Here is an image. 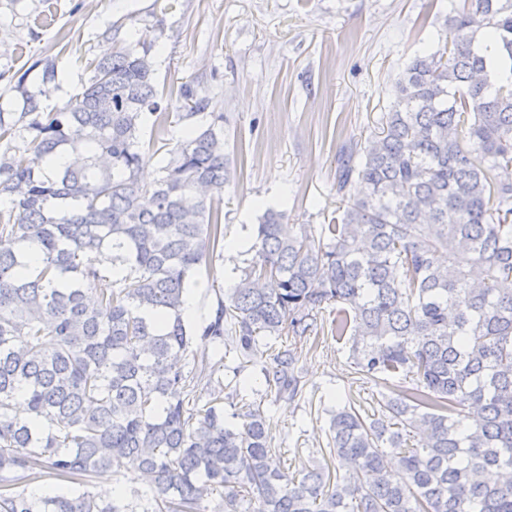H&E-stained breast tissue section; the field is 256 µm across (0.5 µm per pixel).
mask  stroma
<instances>
[{"label":"stroma","instance_id":"stroma-1","mask_svg":"<svg viewBox=\"0 0 512 512\" xmlns=\"http://www.w3.org/2000/svg\"><path fill=\"white\" fill-rule=\"evenodd\" d=\"M451 11L452 0H0V111H20L18 83L40 86L39 65L49 60L58 78L43 108L62 110L82 92L87 61L136 32L156 48L159 90L187 85L207 101L188 120L184 101L172 99L173 136L223 116L233 167L220 204L224 237L252 241L269 209L287 211L292 224L338 217L342 145L378 132L406 65L444 45ZM253 258L244 251L215 260L193 288L198 306ZM295 357L301 396H267L272 358L263 348L240 373L251 393L224 403L228 416L259 403L284 465L320 460L328 407L353 397L369 408L385 391L358 374L348 344L331 333L298 344Z\"/></svg>","mask_w":512,"mask_h":512}]
</instances>
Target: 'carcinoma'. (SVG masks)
Segmentation results:
<instances>
[{
  "label": "carcinoma",
  "instance_id": "1",
  "mask_svg": "<svg viewBox=\"0 0 512 512\" xmlns=\"http://www.w3.org/2000/svg\"><path fill=\"white\" fill-rule=\"evenodd\" d=\"M152 50L137 40L89 63L60 112L24 88L23 111L0 115V512H512V182L498 176L512 167V0L453 9L380 132L342 149L341 218L266 211L258 260L193 322L184 297L224 248V116L185 131L140 184L139 130L169 135ZM180 97L189 117L207 107L188 86ZM103 250L124 275L98 265ZM332 304L358 373L399 384L367 418L352 400L326 410L324 463L290 472L260 409L226 420L238 389L210 354L316 338ZM294 364V349L273 353L268 394L298 395ZM129 466L147 490L88 489ZM46 469L69 489L28 494Z\"/></svg>",
  "mask_w": 512,
  "mask_h": 512
}]
</instances>
